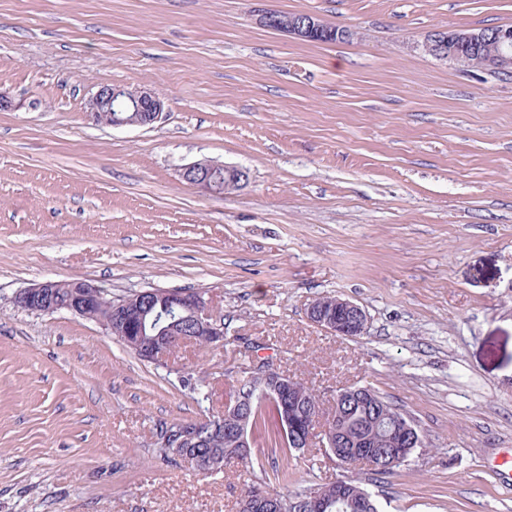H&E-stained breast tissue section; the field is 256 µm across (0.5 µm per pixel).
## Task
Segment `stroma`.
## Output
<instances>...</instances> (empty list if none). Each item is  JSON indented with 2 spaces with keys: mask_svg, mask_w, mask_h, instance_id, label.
<instances>
[{
  "mask_svg": "<svg viewBox=\"0 0 512 512\" xmlns=\"http://www.w3.org/2000/svg\"><path fill=\"white\" fill-rule=\"evenodd\" d=\"M267 5L352 37L261 28L251 0H0V512H237L247 487L349 474L381 512H512V74L421 48L435 29L512 26V0ZM104 84L168 112L94 123ZM202 159L248 178L188 186ZM47 280L209 290L224 344L140 360L98 323L15 306ZM325 295L365 309L363 335L308 320ZM251 345L323 414L371 388L423 447L381 479L316 444L280 457L286 486L162 460L157 427L223 412Z\"/></svg>",
  "mask_w": 512,
  "mask_h": 512,
  "instance_id": "stroma-1",
  "label": "stroma"
}]
</instances>
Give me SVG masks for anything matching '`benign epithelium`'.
I'll use <instances>...</instances> for the list:
<instances>
[{
    "label": "benign epithelium",
    "mask_w": 512,
    "mask_h": 512,
    "mask_svg": "<svg viewBox=\"0 0 512 512\" xmlns=\"http://www.w3.org/2000/svg\"><path fill=\"white\" fill-rule=\"evenodd\" d=\"M257 23L267 29L288 32L301 38L311 39L319 36L334 39L348 35L344 28L332 26L314 15L301 13L283 17L273 9L255 10ZM429 51L446 50L444 57L458 58L457 50L461 47H473L477 52L462 57L465 67L483 69L492 65L505 73H512V28H501L493 32L483 29H463L452 32L436 31L424 40ZM86 111L95 122L106 112L112 113L110 125L114 127H144L160 122L167 112L166 102L145 87L126 85H102L89 97ZM181 179L189 186L203 189L209 193L216 192L215 185L219 177L224 183L237 186L247 180V172L239 167L219 164L211 160H200L181 169ZM69 289V300L63 304L56 302L57 289ZM15 303L22 309H31L37 305L47 312L68 311L82 318L109 327V333L118 341L139 351L147 361L159 362L172 356L177 348L193 345L201 338L210 347L224 344V317L219 314L213 299L201 290L185 291L182 289H160L136 291L126 296L114 297L100 287L82 281H47L32 285L18 291ZM143 305L150 311L159 308L170 312L166 335L152 336L146 347H141L140 340L132 341L130 336L132 320L127 312L132 305ZM308 319L338 336L358 337L366 329L368 321L365 310L358 304L338 296L330 299L319 298L307 308ZM255 379L252 388L262 396L275 399L280 403L279 423L298 435L296 445L307 448L314 442L322 443L336 459H344L350 468L357 464L374 467L379 458L386 459L387 465L393 467L404 458L403 453L393 450L407 438L411 426L398 420L382 429L383 439L378 444L366 438L361 441L351 440L344 426L347 405L350 401L379 410L380 399L368 388H347L336 394L334 411L325 425L324 434L314 438V431H300L292 405L296 403L297 386L295 379L286 374L272 376L264 368L251 367ZM162 444L167 448H196L201 438L193 433L187 434L178 427H167L163 433ZM353 448L355 452L341 457L338 449ZM349 484L346 480L336 481V501L345 502L354 509H370L368 500L354 502L348 496Z\"/></svg>",
    "instance_id": "7a95c632"
}]
</instances>
